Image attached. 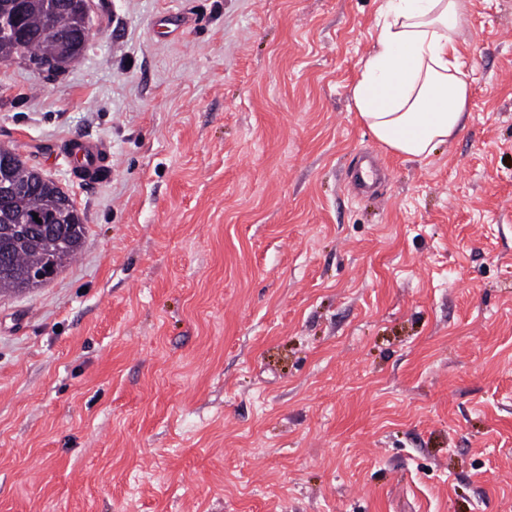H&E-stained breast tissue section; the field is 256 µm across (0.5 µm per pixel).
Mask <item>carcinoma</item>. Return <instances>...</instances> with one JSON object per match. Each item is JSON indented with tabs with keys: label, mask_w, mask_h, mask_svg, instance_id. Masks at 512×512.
Instances as JSON below:
<instances>
[{
	"label": "carcinoma",
	"mask_w": 512,
	"mask_h": 512,
	"mask_svg": "<svg viewBox=\"0 0 512 512\" xmlns=\"http://www.w3.org/2000/svg\"><path fill=\"white\" fill-rule=\"evenodd\" d=\"M22 7L20 34L13 33L10 21L0 20V60L36 59L50 74L62 71L68 59L61 55V46L84 26L77 4L22 0ZM6 154L10 158L0 165V181L24 186L26 192L0 206V291H23L41 285L29 277L32 270L56 271L79 253L86 227L62 188L11 148H0V161Z\"/></svg>",
	"instance_id": "1"
}]
</instances>
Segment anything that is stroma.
Returning a JSON list of instances; mask_svg holds the SVG:
<instances>
[{
    "label": "stroma",
    "mask_w": 512,
    "mask_h": 512,
    "mask_svg": "<svg viewBox=\"0 0 512 512\" xmlns=\"http://www.w3.org/2000/svg\"><path fill=\"white\" fill-rule=\"evenodd\" d=\"M380 5L94 0L62 72L0 63V144L86 226L0 293V512H512V0L424 160L354 108ZM72 163L88 183H96L105 173L104 159L108 155L106 146L92 139L71 140L66 144Z\"/></svg>",
    "instance_id": "stroma-1"
}]
</instances>
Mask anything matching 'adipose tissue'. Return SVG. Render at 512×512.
<instances>
[{
    "label": "adipose tissue",
    "instance_id": "adipose-tissue-1",
    "mask_svg": "<svg viewBox=\"0 0 512 512\" xmlns=\"http://www.w3.org/2000/svg\"><path fill=\"white\" fill-rule=\"evenodd\" d=\"M466 0H383L377 42L352 89L375 138L399 155L429 157L468 117L458 52Z\"/></svg>",
    "mask_w": 512,
    "mask_h": 512
}]
</instances>
